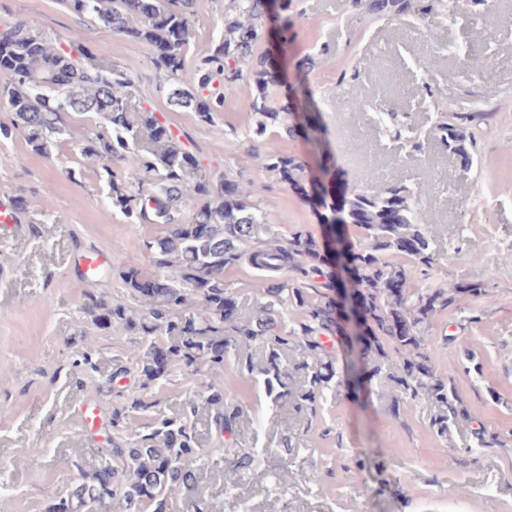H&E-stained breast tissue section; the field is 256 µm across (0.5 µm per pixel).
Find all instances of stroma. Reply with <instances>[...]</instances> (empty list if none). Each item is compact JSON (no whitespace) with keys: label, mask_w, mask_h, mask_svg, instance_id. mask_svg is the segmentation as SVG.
<instances>
[{"label":"stroma","mask_w":512,"mask_h":512,"mask_svg":"<svg viewBox=\"0 0 512 512\" xmlns=\"http://www.w3.org/2000/svg\"><path fill=\"white\" fill-rule=\"evenodd\" d=\"M224 4L195 0L187 63L223 40ZM287 15L293 22L287 42L274 38L258 49L269 52L283 74L274 100L286 87H309L327 130L318 152L280 129L256 135L245 107L249 79L226 86L223 111L204 123L168 105L165 78L145 43L77 17L59 0H0V23L21 20L51 40L80 31L96 59L119 65L134 79L144 107L166 121L212 180L250 184L253 200L268 214L271 239L283 242L300 231L321 241L326 227L308 201L262 164L268 145L313 171L319 153H327L367 191L378 186L374 169L419 187L435 254L415 287L482 288L438 312L424 333L438 373L463 404L481 406L480 421H458L440 437L432 427L434 399L425 395L395 409L393 390L369 379L359 399L325 398L307 422L291 405H271L263 386L233 359L193 375L171 365L166 381L146 389L137 373L114 377L117 360L138 338L82 318L86 295L139 313L149 302L116 276L85 281L77 259L96 249L153 271L145 243L159 230L129 223L112 208L100 162L81 152L88 121L79 117L49 157L33 152L21 131L0 139V201L26 202L16 223L0 224V512H46L53 498L97 466L112 438L118 390L155 402L170 416L195 404L196 447H217L206 397L224 383L231 386L226 404L239 411L229 447L270 454L242 476L230 498L222 474L202 470L199 492L215 512H512V0L437 14L425 24L410 15L376 19L351 0H289ZM307 54L313 66L299 69ZM425 82L438 102L421 95ZM361 101L366 109H358ZM439 103L457 112H496L472 170H463L434 138ZM385 104L407 113L424 153L388 136L378 114ZM365 141L372 146L367 155L359 149ZM263 276L245 262L225 269L239 317L256 311L254 285ZM87 349L95 367L74 378L72 363ZM89 401L99 404L104 420L97 435L81 422L80 407ZM480 427L497 433L500 446L476 447L473 433ZM284 434L293 446L286 458L273 452ZM34 448L42 451L36 464ZM308 464L320 473V485L306 482Z\"/></svg>","instance_id":"35a3bbf8"}]
</instances>
